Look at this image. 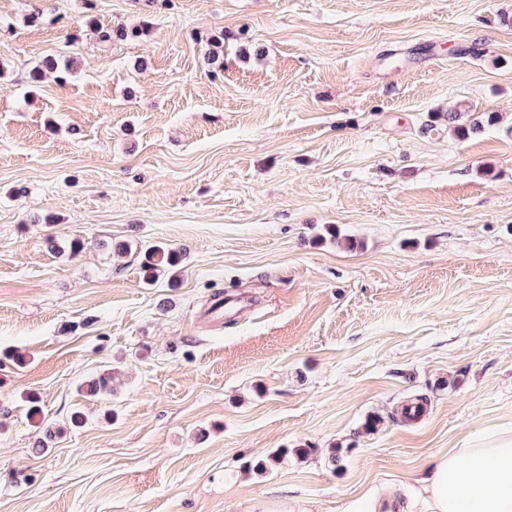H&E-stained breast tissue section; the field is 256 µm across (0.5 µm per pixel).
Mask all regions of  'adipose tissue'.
I'll use <instances>...</instances> for the list:
<instances>
[{
    "label": "adipose tissue",
    "instance_id": "1",
    "mask_svg": "<svg viewBox=\"0 0 512 512\" xmlns=\"http://www.w3.org/2000/svg\"><path fill=\"white\" fill-rule=\"evenodd\" d=\"M385 498L397 512H512V432L473 438L439 455L415 486L386 495L370 488L344 512H379Z\"/></svg>",
    "mask_w": 512,
    "mask_h": 512
}]
</instances>
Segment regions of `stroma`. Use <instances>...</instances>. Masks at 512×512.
<instances>
[{"label":"stroma","instance_id":"stroma-1","mask_svg":"<svg viewBox=\"0 0 512 512\" xmlns=\"http://www.w3.org/2000/svg\"><path fill=\"white\" fill-rule=\"evenodd\" d=\"M510 430L512 0H0V512H342ZM177 263L178 254L175 251L154 246L148 250L144 266L149 274L155 275L156 272L175 267ZM382 491L372 487L350 498L344 506V512H378L381 507Z\"/></svg>","mask_w":512,"mask_h":512}]
</instances>
